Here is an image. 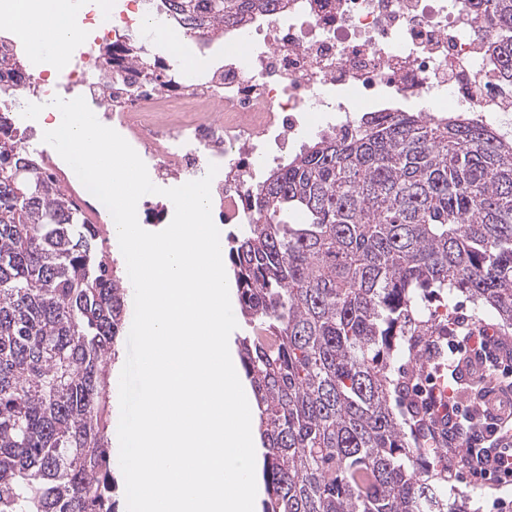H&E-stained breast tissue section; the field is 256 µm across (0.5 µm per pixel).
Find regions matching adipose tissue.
I'll return each instance as SVG.
<instances>
[{"label": "adipose tissue", "instance_id": "adipose-tissue-1", "mask_svg": "<svg viewBox=\"0 0 512 512\" xmlns=\"http://www.w3.org/2000/svg\"><path fill=\"white\" fill-rule=\"evenodd\" d=\"M0 22L24 42L49 36L63 58L84 38L74 0H0Z\"/></svg>", "mask_w": 512, "mask_h": 512}]
</instances>
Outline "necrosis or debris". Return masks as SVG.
<instances>
[{"instance_id":"4bbe7bcc","label":"necrosis or debris","mask_w":512,"mask_h":512,"mask_svg":"<svg viewBox=\"0 0 512 512\" xmlns=\"http://www.w3.org/2000/svg\"><path fill=\"white\" fill-rule=\"evenodd\" d=\"M131 7L123 27L94 23L95 47L136 42L152 53L149 7ZM493 35L471 0H288L273 24L238 32L221 66L190 71L165 55L159 77L126 65L105 90L91 76L90 51L66 79L104 106V119L144 147L158 171L191 177L223 163L215 192L225 223L240 224L249 189L279 152L319 129L328 112L337 133H353L386 92L423 101V118L466 111L511 139L512 85L494 81Z\"/></svg>"}]
</instances>
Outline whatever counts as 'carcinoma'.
Masks as SVG:
<instances>
[{"instance_id": "obj_1", "label": "carcinoma", "mask_w": 512, "mask_h": 512, "mask_svg": "<svg viewBox=\"0 0 512 512\" xmlns=\"http://www.w3.org/2000/svg\"><path fill=\"white\" fill-rule=\"evenodd\" d=\"M201 45L288 0H151ZM512 83V0H489ZM117 49L98 48L112 74ZM28 72L0 76V512H118L106 436L126 295L97 224L10 121ZM228 261L265 449L263 512H459L448 451L424 470L428 402L399 351L431 288L512 326V141L465 113L376 112L323 134L251 190ZM398 402L394 410L391 401Z\"/></svg>"}]
</instances>
